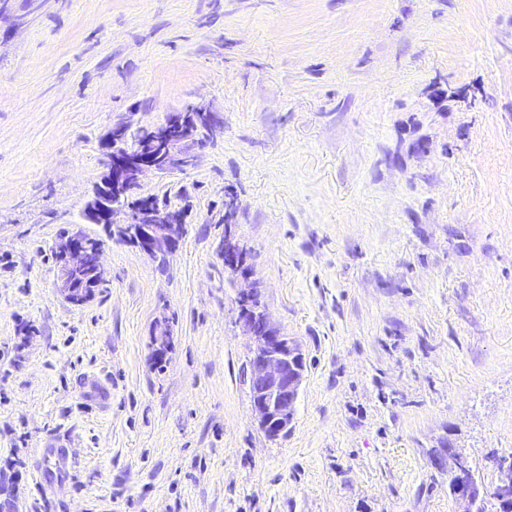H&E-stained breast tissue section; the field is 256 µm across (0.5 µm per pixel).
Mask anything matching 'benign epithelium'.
I'll return each mask as SVG.
<instances>
[{"instance_id":"obj_1","label":"benign epithelium","mask_w":512,"mask_h":512,"mask_svg":"<svg viewBox=\"0 0 512 512\" xmlns=\"http://www.w3.org/2000/svg\"><path fill=\"white\" fill-rule=\"evenodd\" d=\"M128 134V127L118 124L112 128L107 141L104 164L107 174L94 199L83 212V218L91 224L131 225L132 243L148 256H157L174 250L183 236L184 215L179 210L147 203L140 221L109 204L112 194L139 185L140 177L149 170L180 168L189 163L188 157L178 149L177 143L161 135L147 136L149 145L139 147L142 156L134 159H117L122 148L121 137ZM59 263L56 273V289L60 296L74 307L82 306L94 296L92 288L96 276L105 272L102 263L103 249L75 236L56 244ZM224 268L239 278L244 287L237 298L250 297L254 288L246 271V251L238 244L222 248ZM245 331L250 335L253 349L247 372L252 390V411L260 427L272 439L288 434L292 428L295 406L303 381L305 362L303 353L291 337L274 326L264 312L251 316L247 310L240 312ZM172 339L169 324L158 317L150 327L149 342L152 355L160 357L168 352ZM485 487L481 484H458L454 490L461 512H476V504Z\"/></svg>"}]
</instances>
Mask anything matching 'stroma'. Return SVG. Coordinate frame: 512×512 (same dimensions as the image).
<instances>
[{
  "mask_svg": "<svg viewBox=\"0 0 512 512\" xmlns=\"http://www.w3.org/2000/svg\"><path fill=\"white\" fill-rule=\"evenodd\" d=\"M198 105L221 133L140 181L187 208L178 249L86 223L112 127ZM228 191L306 362L275 441ZM65 229L106 240L80 307L54 287ZM448 447L489 488L512 456V0H0V512H457ZM224 256V268L234 277H240L237 282L244 283V287H240L237 293L238 299H246L250 297L254 288L249 280V273L246 271V251L238 244H226L222 248ZM171 339L172 334L169 324L162 317L156 318L149 332V342L153 357H160L167 353V347Z\"/></svg>",
  "mask_w": 512,
  "mask_h": 512,
  "instance_id": "stroma-1",
  "label": "stroma"
}]
</instances>
